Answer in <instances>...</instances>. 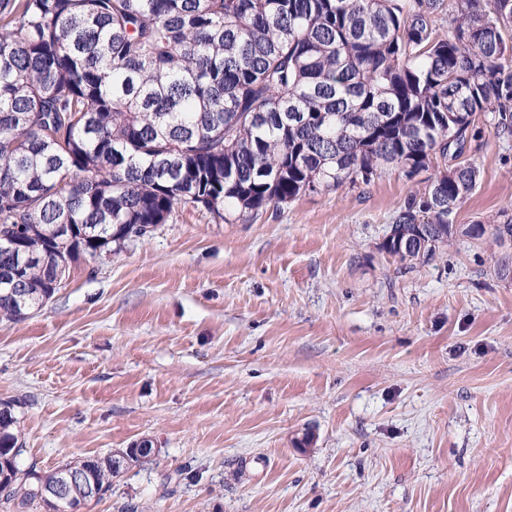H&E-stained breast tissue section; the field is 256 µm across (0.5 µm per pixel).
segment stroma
Returning a JSON list of instances; mask_svg holds the SVG:
<instances>
[{
    "label": "stroma",
    "instance_id": "stroma-1",
    "mask_svg": "<svg viewBox=\"0 0 512 512\" xmlns=\"http://www.w3.org/2000/svg\"><path fill=\"white\" fill-rule=\"evenodd\" d=\"M459 224L512 210L483 128ZM397 171L259 215L180 210L0 321V404L44 472L149 441L83 512H512V244L406 267Z\"/></svg>",
    "mask_w": 512,
    "mask_h": 512
}]
</instances>
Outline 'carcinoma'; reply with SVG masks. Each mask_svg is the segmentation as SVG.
<instances>
[{
  "label": "carcinoma",
  "mask_w": 512,
  "mask_h": 512,
  "mask_svg": "<svg viewBox=\"0 0 512 512\" xmlns=\"http://www.w3.org/2000/svg\"><path fill=\"white\" fill-rule=\"evenodd\" d=\"M482 124L512 140V0H0V237L30 257L15 285L0 250V316L181 208L253 215L387 170L435 169L387 255L500 246L508 211L455 223ZM18 423L6 405L0 501L35 512L55 472L22 466ZM90 473L102 497L121 470Z\"/></svg>",
  "instance_id": "1"
}]
</instances>
